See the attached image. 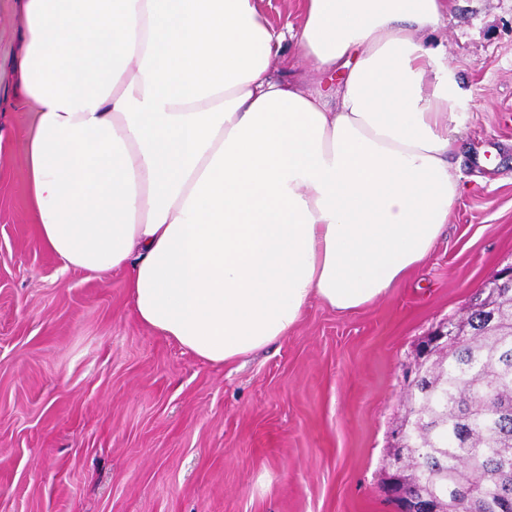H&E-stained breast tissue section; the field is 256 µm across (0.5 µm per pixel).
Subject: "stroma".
<instances>
[{"mask_svg":"<svg viewBox=\"0 0 512 512\" xmlns=\"http://www.w3.org/2000/svg\"><path fill=\"white\" fill-rule=\"evenodd\" d=\"M18 27L0 0L4 89ZM438 37L474 106L431 254L358 310L312 302L232 365L146 328L123 272L62 271L26 206L31 114L0 103V512H393L404 372L512 263V0H448Z\"/></svg>","mask_w":512,"mask_h":512,"instance_id":"1","label":"stroma"}]
</instances>
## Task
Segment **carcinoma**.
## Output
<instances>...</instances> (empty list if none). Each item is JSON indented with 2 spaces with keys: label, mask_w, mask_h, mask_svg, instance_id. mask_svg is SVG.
I'll use <instances>...</instances> for the list:
<instances>
[{
  "label": "carcinoma",
  "mask_w": 512,
  "mask_h": 512,
  "mask_svg": "<svg viewBox=\"0 0 512 512\" xmlns=\"http://www.w3.org/2000/svg\"><path fill=\"white\" fill-rule=\"evenodd\" d=\"M495 310L497 329L469 312L467 335L435 353L431 389L411 399L419 428L401 478L440 512H500L512 484V296Z\"/></svg>",
  "instance_id": "1"
}]
</instances>
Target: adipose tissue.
<instances>
[{
  "label": "adipose tissue",
  "instance_id": "1",
  "mask_svg": "<svg viewBox=\"0 0 512 512\" xmlns=\"http://www.w3.org/2000/svg\"><path fill=\"white\" fill-rule=\"evenodd\" d=\"M15 7L40 244L126 272L138 319L202 361L389 293L448 222L473 97L437 39L447 0H302L295 28L259 0Z\"/></svg>",
  "mask_w": 512,
  "mask_h": 512
}]
</instances>
